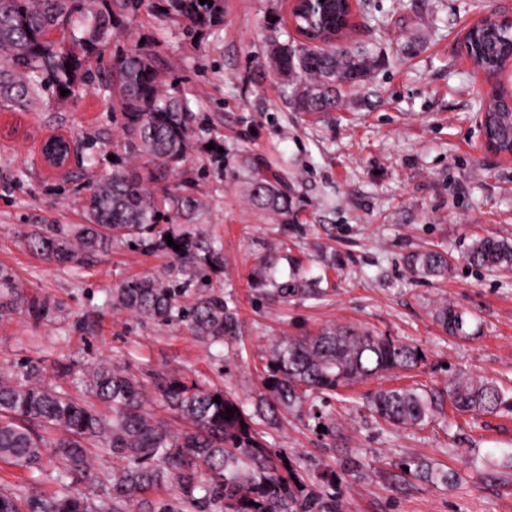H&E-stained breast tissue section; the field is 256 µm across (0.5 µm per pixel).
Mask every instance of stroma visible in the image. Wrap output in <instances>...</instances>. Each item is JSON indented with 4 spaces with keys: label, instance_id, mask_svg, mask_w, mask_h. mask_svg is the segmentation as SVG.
Instances as JSON below:
<instances>
[{
    "label": "stroma",
    "instance_id": "obj_1",
    "mask_svg": "<svg viewBox=\"0 0 512 512\" xmlns=\"http://www.w3.org/2000/svg\"><path fill=\"white\" fill-rule=\"evenodd\" d=\"M290 7L224 0L223 24L193 36L145 6L121 17L122 37L92 63L110 68L119 51L142 46L167 82L188 92L194 135L167 183L197 199L189 229L222 243L219 264L180 265L154 238L113 245L78 267L30 252L26 233L83 223L87 184L125 166L111 156L121 128L95 82L47 108L0 107V269L58 307L43 322L0 310V369L39 358L77 392L87 361L114 356L139 373L220 387L249 408L275 342L336 325L366 328L418 347L423 361L410 375L344 390L333 402L335 435L287 411L266 428L268 445L302 474L335 473L326 490L340 512H512V413L394 430L366 404L379 385L442 390L458 376L512 390V274L467 261L479 238L512 241V165L478 146L487 88L462 40L488 9L512 16V0H356L346 43L380 61L366 84L343 90L333 112L295 111L268 67L270 29L291 31ZM52 134L95 143L97 167H43L37 155ZM255 168L284 179L288 223L249 203ZM429 248L447 255V278L407 270L405 257ZM270 258L280 279L304 278L314 296L271 300L263 282ZM173 270L237 309L235 341L208 345L181 323L112 309L119 283ZM445 305L464 311V335L437 322ZM413 459L446 471L449 482L405 473Z\"/></svg>",
    "mask_w": 512,
    "mask_h": 512
}]
</instances>
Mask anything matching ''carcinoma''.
I'll list each match as a JSON object with an SVG mask.
<instances>
[{
  "label": "carcinoma",
  "mask_w": 512,
  "mask_h": 512,
  "mask_svg": "<svg viewBox=\"0 0 512 512\" xmlns=\"http://www.w3.org/2000/svg\"><path fill=\"white\" fill-rule=\"evenodd\" d=\"M143 0H0V103L18 112L60 100V88L97 79L89 69L103 48L116 41L118 18L140 9ZM153 10L192 31L224 21L223 0H150ZM347 2L326 0L312 12L293 13L301 41L280 40L274 30L268 59L290 90L298 112H331L336 90L365 81L377 59L332 44L345 27ZM471 54L495 67L512 54V27L478 28L467 39ZM70 68H65V63ZM112 110L120 115L122 137L113 149L147 159L145 171L125 168L88 186L85 224L40 225L25 238L27 247L49 260L80 265L85 258L145 236H166L181 246L167 250L179 261L219 262L223 246L189 233H176L157 215L177 213L190 201L163 184L167 169L183 161L193 133L191 101L167 83L151 52H120L105 77ZM488 130L501 150L512 149V107L491 93ZM250 203L288 223V190L277 177L249 175ZM470 264L512 271V244L486 238L468 252ZM415 275L443 277L448 259L427 250L406 257ZM273 296L286 300L306 289L288 281L272 282ZM1 307L41 321L54 303L27 297L0 271ZM112 307L159 324L181 321L197 340L222 343L237 334L238 314L224 298L190 293L185 283L142 276L112 289ZM437 321L451 334L463 332L464 312L442 307ZM419 348L389 336L352 327L325 328L313 336L278 341L261 380L259 405L248 411L218 387L188 382L181 375L138 377L121 362H91L76 395L47 380L38 360L26 359L0 373V461L32 473L21 487L0 486V512H336V500L323 485L286 466L281 450L271 448L256 426L277 425L284 410H306L315 425L336 431L332 397L356 383L415 368ZM220 403L213 402V398ZM154 402L179 421L147 409ZM452 412H512V395L491 381L455 378L446 395L421 387L379 389L370 409L393 427H420ZM237 408L224 419L226 408ZM112 456L114 466L97 467V455ZM59 489H42L43 476ZM254 505H249V502Z\"/></svg>",
  "instance_id": "1"
}]
</instances>
